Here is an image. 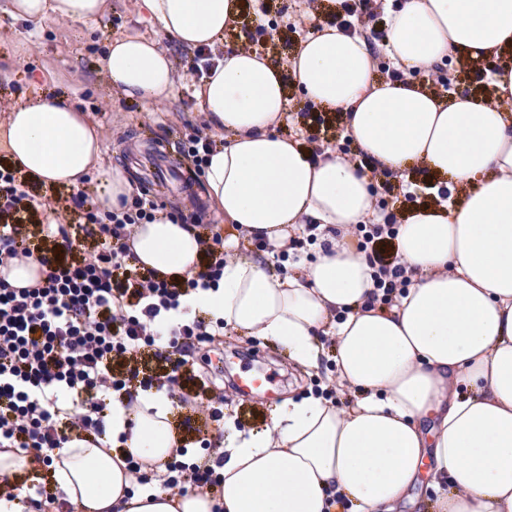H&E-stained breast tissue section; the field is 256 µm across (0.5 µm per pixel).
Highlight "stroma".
<instances>
[{
	"mask_svg": "<svg viewBox=\"0 0 512 512\" xmlns=\"http://www.w3.org/2000/svg\"><path fill=\"white\" fill-rule=\"evenodd\" d=\"M243 7L234 27L225 30L214 52L221 55L243 45L271 59L282 71H290L291 57L308 34L333 24L340 9L338 0H242ZM141 35L169 51L177 71L173 96L161 103L120 97L107 83L101 61L112 40ZM196 54L169 39L143 7L142 0H106L102 16L92 24L48 16L39 22L12 16L6 0H0V123L10 108L43 95L64 96L68 103L86 112L96 122L108 146L105 161L133 176L134 184L149 181L165 213L197 214L230 231L223 215L217 214L202 188V177L187 170L189 192H182L162 171L143 172L129 161L130 152L153 149L169 151L171 164L182 162L180 143L187 127H203L207 121L195 95L198 81L193 73ZM512 65V53L467 61L449 57L439 67L448 77V86L415 74L414 79L440 98L475 94L491 97V75L500 66ZM289 125L300 139L314 138L315 148H347L356 160L364 155L345 126L333 127L321 120L323 112L306 100L294 84H287ZM286 352L272 341L241 337L228 331L224 338L225 364L209 375V382L228 379L263 368L274 378V394H232L224 407V432L249 435L263 430L286 395L300 398L312 392L316 381L330 372L329 362L311 370L301 382H294L285 358Z\"/></svg>",
	"mask_w": 512,
	"mask_h": 512,
	"instance_id": "35a3bbf8",
	"label": "stroma"
}]
</instances>
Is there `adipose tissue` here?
<instances>
[{"label":"adipose tissue","instance_id":"obj_1","mask_svg":"<svg viewBox=\"0 0 512 512\" xmlns=\"http://www.w3.org/2000/svg\"><path fill=\"white\" fill-rule=\"evenodd\" d=\"M161 31L187 49L214 46L238 0H143ZM105 0H8L14 17L97 20ZM385 51L404 76L379 81L361 37L327 27L301 41L290 75L238 50L217 59L198 92L209 126L231 138L212 152L204 192L227 223L281 247L306 221L340 229L331 249L296 274H267L233 256L215 288L186 297L225 327L320 365L317 336L333 348L326 383L346 406L309 394L286 398L259 433L224 441V496H173L136 485L127 456L154 467L175 454L172 405L161 392L134 407L112 400L108 446L72 440L51 472L73 512H399L429 476L432 512H512V67L495 74L493 100L440 99L412 71L450 54L481 60L512 51V0H403L386 20ZM113 88L161 102L177 79L158 41L114 40L102 60ZM324 111L341 113L369 167L332 150L313 155L276 127L285 81ZM12 166L49 186L80 187L92 172L100 210L119 208L132 183L104 166L105 140L86 113L60 98L13 107L0 125ZM420 164L453 188L452 204L411 207L398 228L411 282L390 308L366 305L372 269L348 236L376 214L372 170ZM133 265L162 278L192 274L196 231L160 216L138 225Z\"/></svg>","mask_w":512,"mask_h":512}]
</instances>
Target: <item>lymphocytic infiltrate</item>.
I'll list each match as a JSON object with an SVG mask.
<instances>
[{"instance_id":"lymphocytic-infiltrate-1","label":"lymphocytic infiltrate","mask_w":512,"mask_h":512,"mask_svg":"<svg viewBox=\"0 0 512 512\" xmlns=\"http://www.w3.org/2000/svg\"><path fill=\"white\" fill-rule=\"evenodd\" d=\"M341 8L338 27L371 43L381 39L380 14L370 0H343ZM69 203L94 224L93 249L70 225L41 222L38 201L14 168L0 165V269L32 257L41 267L40 279L25 288L0 277V448L47 467L71 437H105L112 394L132 403L152 389L181 386L200 360L224 344L223 322L170 318L186 295L209 289L223 275L227 254L220 231L204 228L202 255L190 278L162 279L130 263L135 226L154 221L162 210L155 195L138 190L122 210L102 214L84 191L71 194ZM22 211L37 225V247L21 235ZM397 232L390 213L384 223L360 224L353 233L373 269L370 306L391 307L409 284L390 253ZM201 445L202 455L180 447L165 462L161 481L182 495L221 498L224 442L217 435Z\"/></svg>"}]
</instances>
